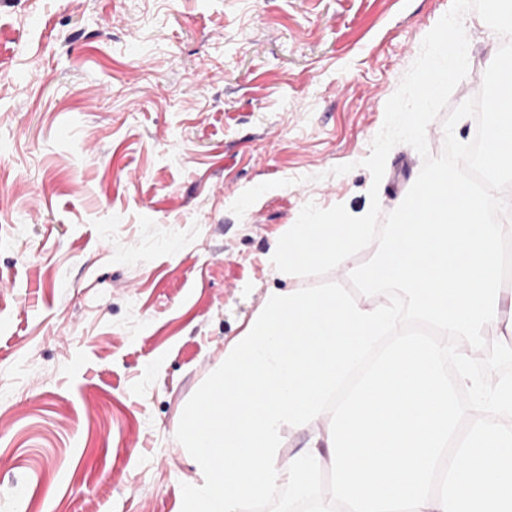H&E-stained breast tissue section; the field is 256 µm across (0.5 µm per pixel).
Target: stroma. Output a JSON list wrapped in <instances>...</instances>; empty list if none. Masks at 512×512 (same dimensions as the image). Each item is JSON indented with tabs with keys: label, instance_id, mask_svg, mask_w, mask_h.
I'll return each mask as SVG.
<instances>
[{
	"label": "stroma",
	"instance_id": "stroma-1",
	"mask_svg": "<svg viewBox=\"0 0 512 512\" xmlns=\"http://www.w3.org/2000/svg\"><path fill=\"white\" fill-rule=\"evenodd\" d=\"M451 5L0 0V512H179L182 409L268 292L316 285L269 264L303 205L368 211L360 162ZM422 163L391 150L382 213Z\"/></svg>",
	"mask_w": 512,
	"mask_h": 512
}]
</instances>
